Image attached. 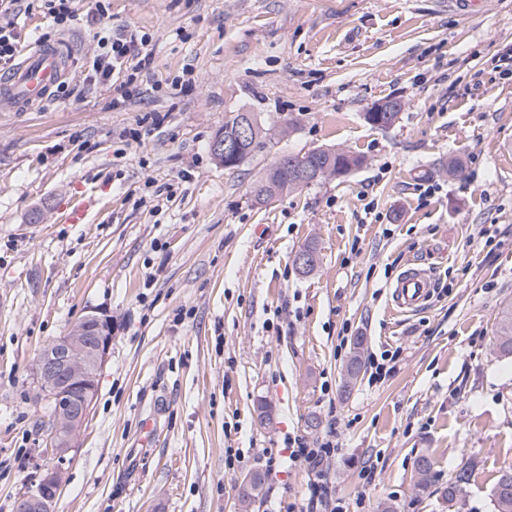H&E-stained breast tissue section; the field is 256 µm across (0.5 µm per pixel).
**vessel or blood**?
I'll return each mask as SVG.
<instances>
[{"label":"vessel or blood","mask_w":512,"mask_h":512,"mask_svg":"<svg viewBox=\"0 0 512 512\" xmlns=\"http://www.w3.org/2000/svg\"><path fill=\"white\" fill-rule=\"evenodd\" d=\"M67 70L64 46L39 47L28 52L7 80H0V110L32 111L44 104ZM436 286L430 270L412 265L391 286L390 306L398 312H416Z\"/></svg>","instance_id":"1"}]
</instances>
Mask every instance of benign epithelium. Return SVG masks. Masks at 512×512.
I'll return each mask as SVG.
<instances>
[{"label":"benign epithelium","mask_w":512,"mask_h":512,"mask_svg":"<svg viewBox=\"0 0 512 512\" xmlns=\"http://www.w3.org/2000/svg\"><path fill=\"white\" fill-rule=\"evenodd\" d=\"M403 103L394 99L387 104L378 103L374 125L391 126L393 113ZM254 126L248 116L239 119L237 138H217L210 149L213 155L227 160L231 167L242 163L243 144L254 138ZM112 337V316L107 311L90 307L84 316L64 335L45 346L39 354L35 371L42 397L56 403L54 427L48 438V451L55 464L47 469L40 485L21 503V512H53L64 479V465L77 447L78 436L96 399L99 371L105 363Z\"/></svg>","instance_id":"benign-epithelium-1"}]
</instances>
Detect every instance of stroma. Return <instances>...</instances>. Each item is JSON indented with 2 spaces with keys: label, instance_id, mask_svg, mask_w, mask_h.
<instances>
[{
  "label": "stroma",
  "instance_id": "obj_1",
  "mask_svg": "<svg viewBox=\"0 0 512 512\" xmlns=\"http://www.w3.org/2000/svg\"><path fill=\"white\" fill-rule=\"evenodd\" d=\"M108 22L154 38L152 79L124 103L84 81L94 26L18 18L27 41L66 42L69 67L41 111L0 112V512L54 464L35 361L90 306L111 315L112 344L54 512H287L311 472L285 436L329 431L333 498L495 512L512 466V357L493 348L512 302V0L471 14L448 0H110ZM186 70L191 87L171 89ZM391 98L394 125L369 124ZM154 112L169 118L153 131ZM238 112L267 135L228 170L210 143ZM315 148L365 162L254 198L278 157ZM88 198L86 222L67 223ZM309 243L320 260L304 276L293 257ZM416 262L438 289L393 317L389 286ZM358 336L365 365L400 356L383 382L365 368L348 388ZM255 471L263 490L242 502Z\"/></svg>",
  "mask_w": 512,
  "mask_h": 512
}]
</instances>
